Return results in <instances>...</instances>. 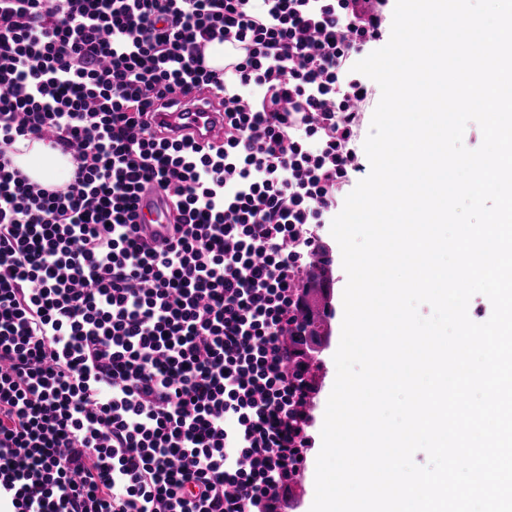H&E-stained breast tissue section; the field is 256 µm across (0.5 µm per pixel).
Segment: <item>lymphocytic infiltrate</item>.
<instances>
[{"instance_id": "f902f5d3", "label": "lymphocytic infiltrate", "mask_w": 512, "mask_h": 512, "mask_svg": "<svg viewBox=\"0 0 512 512\" xmlns=\"http://www.w3.org/2000/svg\"><path fill=\"white\" fill-rule=\"evenodd\" d=\"M389 0H0V512H278L311 445L295 312L357 168ZM248 51L230 75L203 47ZM217 95L224 143L154 125ZM72 157L46 190L19 139ZM173 212L156 247L136 204ZM224 44V42H221ZM243 44L237 42H226L224 44V60L222 62L217 61L208 51L207 46L203 50L202 66L206 70H212L218 73H229L233 70V63L236 57L241 53Z\"/></svg>"}]
</instances>
